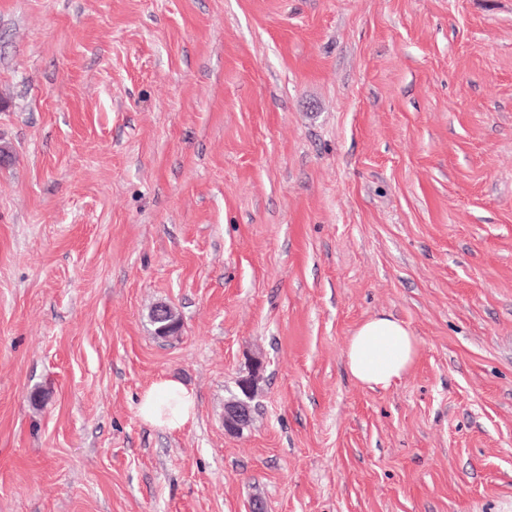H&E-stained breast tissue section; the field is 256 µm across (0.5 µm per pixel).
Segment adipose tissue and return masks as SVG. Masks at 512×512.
I'll list each match as a JSON object with an SVG mask.
<instances>
[{
	"label": "adipose tissue",
	"mask_w": 512,
	"mask_h": 512,
	"mask_svg": "<svg viewBox=\"0 0 512 512\" xmlns=\"http://www.w3.org/2000/svg\"><path fill=\"white\" fill-rule=\"evenodd\" d=\"M418 353L419 341L409 327L384 314L362 321L345 347L350 374L373 389H386L400 381ZM196 407L192 389L179 380L163 378L142 393L139 414L153 426L176 432L194 419Z\"/></svg>",
	"instance_id": "adipose-tissue-1"
}]
</instances>
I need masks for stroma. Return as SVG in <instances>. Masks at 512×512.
Returning <instances> with one entry per match:
<instances>
[{
  "instance_id": "stroma-1",
  "label": "stroma",
  "mask_w": 512,
  "mask_h": 512,
  "mask_svg": "<svg viewBox=\"0 0 512 512\" xmlns=\"http://www.w3.org/2000/svg\"><path fill=\"white\" fill-rule=\"evenodd\" d=\"M0 150V512H512V0H0ZM156 305L150 309L148 314L149 320L154 326L155 334L158 336H172L178 333L181 326L179 316L169 306L163 309L166 305ZM161 308L163 312H161ZM418 353L419 341L409 327L384 314L362 321L345 347L350 374L372 389H387L400 381ZM197 397L173 378H162L140 396L139 414L149 424L169 432L182 430L194 419ZM250 418V407L247 401H236L225 404L224 427L229 432H236L247 426Z\"/></svg>"
}]
</instances>
